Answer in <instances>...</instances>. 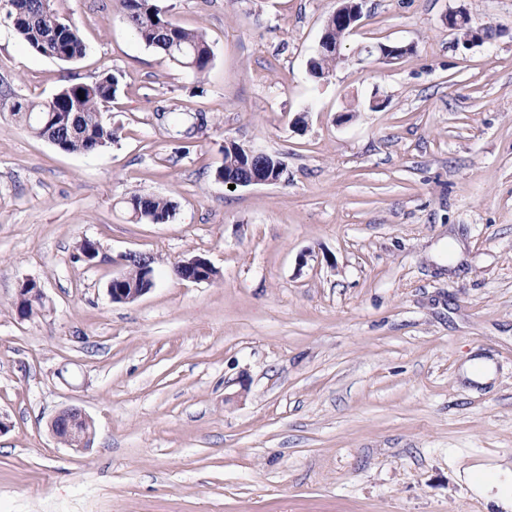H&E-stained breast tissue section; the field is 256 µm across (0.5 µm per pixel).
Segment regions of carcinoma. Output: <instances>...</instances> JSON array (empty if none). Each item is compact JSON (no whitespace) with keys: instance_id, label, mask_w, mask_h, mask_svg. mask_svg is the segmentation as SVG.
<instances>
[{"instance_id":"obj_1","label":"carcinoma","mask_w":512,"mask_h":512,"mask_svg":"<svg viewBox=\"0 0 512 512\" xmlns=\"http://www.w3.org/2000/svg\"><path fill=\"white\" fill-rule=\"evenodd\" d=\"M21 14L14 27L16 34L37 54L62 62L82 59L89 46L82 39L76 24L63 17L53 0H16ZM127 25L146 46L165 53L177 65L199 77L206 73L213 60V51L205 35L185 29L170 18L157 0H116ZM338 67L336 57L315 52L308 60V71L314 79H326ZM119 89V79L105 72L90 83L70 84L60 90L53 102H16L10 108L0 103V112L10 115L37 138L48 140L67 153H95L112 146L117 131L104 118L106 104ZM84 96H79V93ZM248 170L221 165L216 179L239 185ZM125 208L138 223L151 215L160 224L174 215L175 205L152 194H133L124 200ZM151 288L154 281L145 278L138 264L127 265L123 288Z\"/></svg>"}]
</instances>
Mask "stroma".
Masks as SVG:
<instances>
[{
	"label": "stroma",
	"instance_id": "35a3bbf8",
	"mask_svg": "<svg viewBox=\"0 0 512 512\" xmlns=\"http://www.w3.org/2000/svg\"><path fill=\"white\" fill-rule=\"evenodd\" d=\"M158 4L205 33L201 78L115 0H54L91 47L74 63L0 24L1 97L120 81L98 153L0 115V512H495L464 472L512 462V0H366L320 83L336 0ZM458 8L492 39L465 48ZM379 42L411 51L361 53ZM170 112L206 116L190 148ZM228 140L279 157L281 180H216ZM140 192L173 219L134 222ZM127 252L155 284L114 303ZM194 257L219 278H177ZM29 279L47 305L23 317ZM473 356L494 382L460 381ZM69 406L88 450L49 431ZM362 50L368 56H376L379 61L392 63L402 58L411 48L410 46L400 44H383L366 45ZM123 203L137 223L147 222L144 216L151 215L158 222L156 224H164L173 217L175 211V205L171 201L152 194H133ZM137 211L141 213L139 218ZM61 426L66 429L65 437L59 434ZM50 431L57 441L77 451L90 448L95 435L92 419L77 407L60 410L50 421Z\"/></svg>",
	"mask_w": 512,
	"mask_h": 512
}]
</instances>
